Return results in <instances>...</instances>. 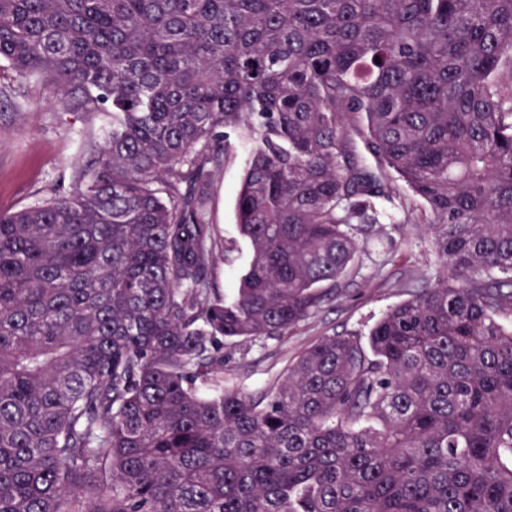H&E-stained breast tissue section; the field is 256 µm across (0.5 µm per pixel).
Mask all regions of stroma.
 Returning <instances> with one entry per match:
<instances>
[{"mask_svg": "<svg viewBox=\"0 0 512 512\" xmlns=\"http://www.w3.org/2000/svg\"><path fill=\"white\" fill-rule=\"evenodd\" d=\"M0 210L40 203L49 187H71V166L84 142L97 139L98 126L78 113L59 109L55 84L0 72ZM248 147L236 144L224 165L213 207L215 231L230 252L216 265L215 288L232 297L247 269L251 252L236 221L237 190ZM432 238L418 224H384L378 237L360 243L353 282L318 313L282 338L229 342L224 346V384L254 394L279 383L289 363L320 337L366 335L391 306L415 287L430 281L437 269Z\"/></svg>", "mask_w": 512, "mask_h": 512, "instance_id": "obj_1", "label": "stroma"}]
</instances>
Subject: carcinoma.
I'll return each instance as SVG.
<instances>
[{"instance_id": "cac0c4a2", "label": "carcinoma", "mask_w": 512, "mask_h": 512, "mask_svg": "<svg viewBox=\"0 0 512 512\" xmlns=\"http://www.w3.org/2000/svg\"><path fill=\"white\" fill-rule=\"evenodd\" d=\"M3 62L100 134L0 211V512H512V0H0ZM376 224L427 225L435 282L224 387ZM229 139L235 144L234 155L224 163V175L218 182L213 218L215 231L227 243L230 252L227 260L216 265L211 274L214 287L226 299L233 296V288L251 260L249 244L240 234L235 213L237 190L243 177L248 146L236 142L233 134Z\"/></svg>"}]
</instances>
